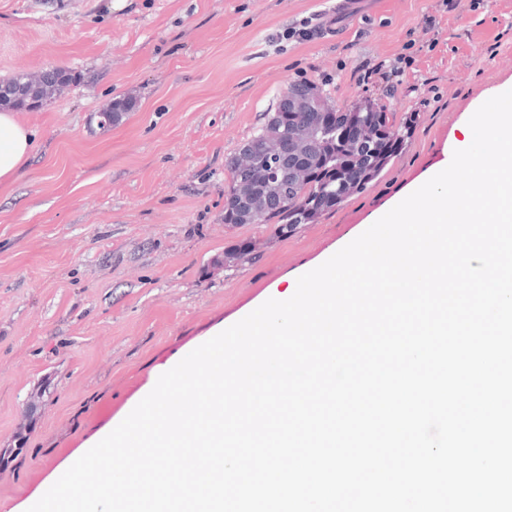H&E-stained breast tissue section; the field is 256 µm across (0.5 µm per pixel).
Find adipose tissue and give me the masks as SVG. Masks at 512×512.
<instances>
[{
	"mask_svg": "<svg viewBox=\"0 0 512 512\" xmlns=\"http://www.w3.org/2000/svg\"><path fill=\"white\" fill-rule=\"evenodd\" d=\"M33 151L29 125L16 113L0 112V191L12 187L24 174Z\"/></svg>",
	"mask_w": 512,
	"mask_h": 512,
	"instance_id": "1",
	"label": "adipose tissue"
}]
</instances>
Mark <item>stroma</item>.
<instances>
[{
  "label": "stroma",
  "instance_id": "1",
  "mask_svg": "<svg viewBox=\"0 0 512 512\" xmlns=\"http://www.w3.org/2000/svg\"><path fill=\"white\" fill-rule=\"evenodd\" d=\"M50 67L78 81L23 110L36 149L0 194V512H27L103 406L136 405L159 367L295 288L439 166L512 90V0H0V79ZM303 80L339 108L418 113L412 139L290 236L225 224L228 161ZM245 241L252 259L213 267Z\"/></svg>",
  "mask_w": 512,
  "mask_h": 512
}]
</instances>
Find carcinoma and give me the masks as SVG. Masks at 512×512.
<instances>
[{
  "instance_id": "1",
  "label": "carcinoma",
  "mask_w": 512,
  "mask_h": 512,
  "mask_svg": "<svg viewBox=\"0 0 512 512\" xmlns=\"http://www.w3.org/2000/svg\"><path fill=\"white\" fill-rule=\"evenodd\" d=\"M56 85L49 80L36 85L25 74L6 81L0 80V90L9 96L6 104L22 107L32 100L42 104L53 98ZM131 98L113 102L100 112L99 125H112L118 117L134 109ZM419 115L406 112L401 118L376 103L352 105L336 112V118L316 122L317 153L309 162V179L304 186L280 195L278 202L253 220L244 214L231 194L224 195V223L274 224L275 233L286 237L302 224H313L325 213L336 209L350 195L380 178L390 162L405 148L412 137ZM365 124L379 130V139L365 150L364 162L356 164L348 153L356 149L344 141V130ZM288 131V115L276 111L248 143L261 145L265 140L279 138ZM256 251L253 242L243 243L224 251V269L229 270L248 261Z\"/></svg>"
}]
</instances>
